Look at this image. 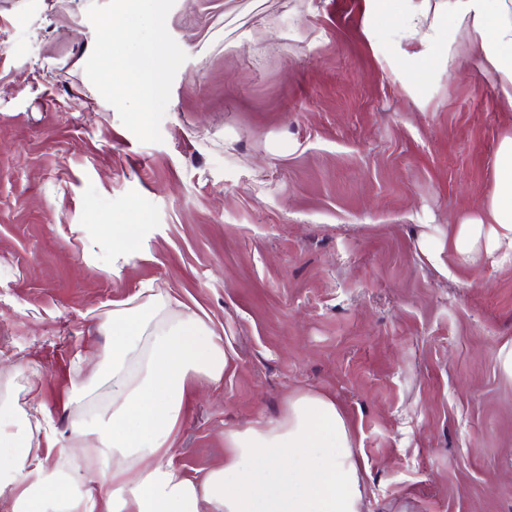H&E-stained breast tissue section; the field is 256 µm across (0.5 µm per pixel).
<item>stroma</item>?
Returning <instances> with one entry per match:
<instances>
[{
	"label": "stroma",
	"instance_id": "stroma-1",
	"mask_svg": "<svg viewBox=\"0 0 512 512\" xmlns=\"http://www.w3.org/2000/svg\"><path fill=\"white\" fill-rule=\"evenodd\" d=\"M90 0H0V361L33 412L59 409L76 346L151 284L230 346L192 395L175 462L224 463L225 430L332 395L365 460V512H512V265L432 266L418 242L478 214L512 107L473 48L409 46L365 0H175L187 55L161 142L87 78ZM138 227L134 257L93 246Z\"/></svg>",
	"mask_w": 512,
	"mask_h": 512
}]
</instances>
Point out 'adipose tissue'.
<instances>
[{"label": "adipose tissue", "mask_w": 512, "mask_h": 512, "mask_svg": "<svg viewBox=\"0 0 512 512\" xmlns=\"http://www.w3.org/2000/svg\"><path fill=\"white\" fill-rule=\"evenodd\" d=\"M371 2L403 16L407 43H470L512 105V0ZM494 166L484 214L420 240L430 263H512V133ZM99 329L101 354L74 353L89 375L61 404L79 412L68 448L57 449L50 412L29 420L0 392V494L13 512H363L365 464L333 397L290 392L275 418L225 430L223 466L191 478L174 463L176 435L195 388L223 381L230 351L196 312L150 287L114 303Z\"/></svg>", "instance_id": "ef3b65f1"}]
</instances>
